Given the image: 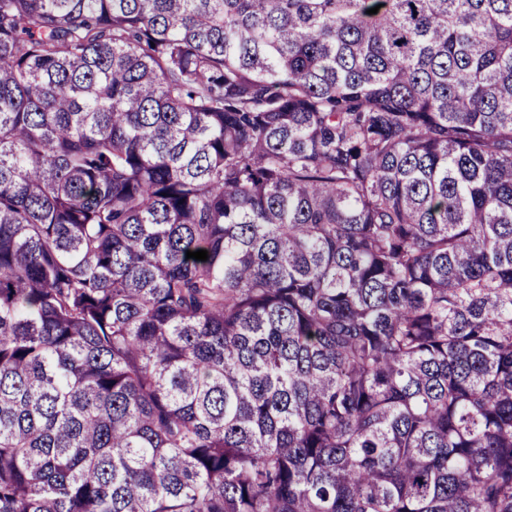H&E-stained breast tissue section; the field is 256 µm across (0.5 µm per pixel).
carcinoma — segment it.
<instances>
[{"label": "carcinoma", "instance_id": "carcinoma-1", "mask_svg": "<svg viewBox=\"0 0 512 512\" xmlns=\"http://www.w3.org/2000/svg\"><path fill=\"white\" fill-rule=\"evenodd\" d=\"M0 512H512V0H0Z\"/></svg>", "mask_w": 512, "mask_h": 512}]
</instances>
